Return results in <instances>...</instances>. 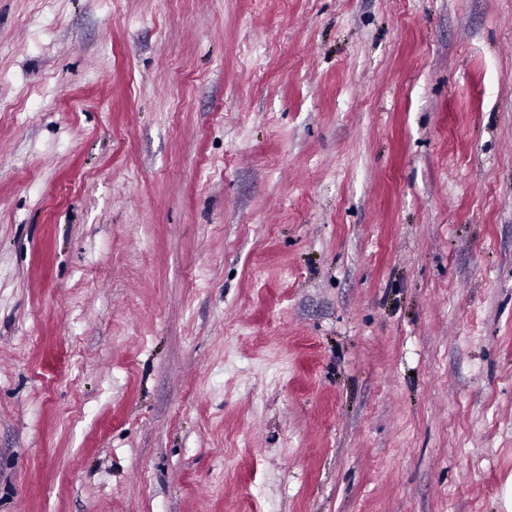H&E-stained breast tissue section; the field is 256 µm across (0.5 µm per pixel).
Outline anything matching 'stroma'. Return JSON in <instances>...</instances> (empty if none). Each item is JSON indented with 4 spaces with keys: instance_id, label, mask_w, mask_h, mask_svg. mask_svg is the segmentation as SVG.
Segmentation results:
<instances>
[{
    "instance_id": "stroma-1",
    "label": "stroma",
    "mask_w": 512,
    "mask_h": 512,
    "mask_svg": "<svg viewBox=\"0 0 512 512\" xmlns=\"http://www.w3.org/2000/svg\"><path fill=\"white\" fill-rule=\"evenodd\" d=\"M0 512H512V0H0Z\"/></svg>"
}]
</instances>
